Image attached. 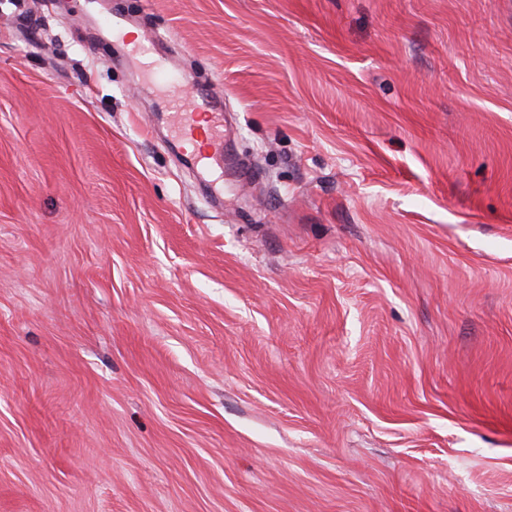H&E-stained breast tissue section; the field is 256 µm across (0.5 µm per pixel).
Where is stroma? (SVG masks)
<instances>
[{
	"label": "stroma",
	"mask_w": 512,
	"mask_h": 512,
	"mask_svg": "<svg viewBox=\"0 0 512 512\" xmlns=\"http://www.w3.org/2000/svg\"><path fill=\"white\" fill-rule=\"evenodd\" d=\"M0 512H512V0H0ZM147 42L148 44L143 43L140 46L141 55L147 60L144 63L146 65L145 74L163 83L167 107L172 111L169 114L175 126L178 141L192 138L197 130L199 116L206 113L211 144L216 145L220 151L206 155L200 161L202 159L216 160L218 156L220 158L224 157L223 113L211 112V104L204 98L187 100L181 89L186 77L181 75L169 78L167 76V66L154 58L151 53L150 40H147Z\"/></svg>",
	"instance_id": "stroma-1"
}]
</instances>
